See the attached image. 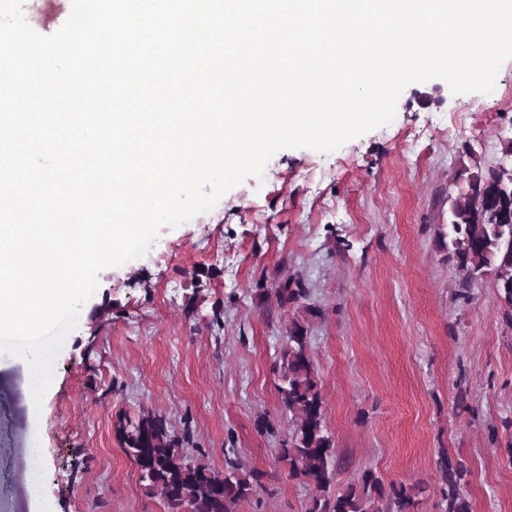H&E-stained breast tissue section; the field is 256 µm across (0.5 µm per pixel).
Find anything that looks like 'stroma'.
<instances>
[{"label": "stroma", "instance_id": "35a3bbf8", "mask_svg": "<svg viewBox=\"0 0 512 512\" xmlns=\"http://www.w3.org/2000/svg\"><path fill=\"white\" fill-rule=\"evenodd\" d=\"M511 139L512 58L491 94L413 83L390 124L328 154L280 150L263 181L103 269L39 414L26 362L0 355V512H166L115 431L143 410L164 416L190 457L263 472L239 512H305L309 490L276 459L291 422L273 371L301 319L338 487L371 469L427 485L418 512H445L444 464L460 461L470 512H512V317L493 279L460 288L440 236L458 171L504 161ZM287 282L308 289L314 314L281 302ZM43 456L40 448H29V491L32 497L43 499Z\"/></svg>", "mask_w": 512, "mask_h": 512}]
</instances>
